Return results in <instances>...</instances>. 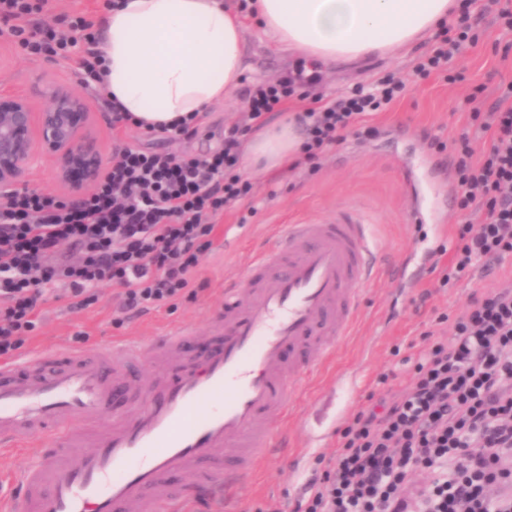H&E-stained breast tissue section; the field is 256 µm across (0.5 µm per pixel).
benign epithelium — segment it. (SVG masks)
<instances>
[{"mask_svg": "<svg viewBox=\"0 0 512 512\" xmlns=\"http://www.w3.org/2000/svg\"><path fill=\"white\" fill-rule=\"evenodd\" d=\"M89 118L88 101L67 85L49 91V104L34 112L28 98L19 91L0 89V188L22 183L35 148L53 159L57 179L74 193L94 185L108 169L97 139L85 132ZM84 173L81 184L70 181L74 168Z\"/></svg>", "mask_w": 512, "mask_h": 512, "instance_id": "7a95c632", "label": "benign epithelium"}]
</instances>
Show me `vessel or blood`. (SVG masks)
Returning a JSON list of instances; mask_svg holds the SVG:
<instances>
[{"instance_id":"b4317fda","label":"vessel or blood","mask_w":512,"mask_h":512,"mask_svg":"<svg viewBox=\"0 0 512 512\" xmlns=\"http://www.w3.org/2000/svg\"><path fill=\"white\" fill-rule=\"evenodd\" d=\"M378 246L362 213L281 227L245 284L224 289L215 348L185 353L177 328L151 346L59 347L0 364V448L41 437L0 512H240L274 447V417L347 335ZM299 350L287 361L283 354ZM193 470L194 482L174 474Z\"/></svg>"}]
</instances>
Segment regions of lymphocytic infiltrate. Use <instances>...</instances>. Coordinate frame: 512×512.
Listing matches in <instances>:
<instances>
[{
	"label": "lymphocytic infiltrate",
	"instance_id": "f902f5d3",
	"mask_svg": "<svg viewBox=\"0 0 512 512\" xmlns=\"http://www.w3.org/2000/svg\"><path fill=\"white\" fill-rule=\"evenodd\" d=\"M48 5L0 0V20L11 21L28 53L75 59L82 83H101L93 18L81 13L58 24L47 17ZM476 5L460 0L415 76L465 81L448 66L475 39ZM405 88L390 76L314 99L302 115L300 164L314 165L360 134L364 114L386 111ZM294 93L288 78L245 88L241 122L225 128L223 148L211 154L122 149L78 203L30 187L0 192V357L24 345L40 306L64 300L88 307L102 283L117 288V310L127 317L196 296L195 272L213 245L216 219L254 196L240 170L244 138ZM470 117L489 132L490 146L478 159L468 136L453 145L462 220L443 287L512 253V82L501 86L497 107L472 108ZM439 320L451 323L452 337H433L421 351L405 393L354 415L295 512H402L404 491L421 470L432 479L416 496L417 512H512V288L474 294L463 311Z\"/></svg>",
	"mask_w": 512,
	"mask_h": 512
}]
</instances>
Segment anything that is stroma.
<instances>
[{"label": "stroma", "instance_id": "stroma-1", "mask_svg": "<svg viewBox=\"0 0 512 512\" xmlns=\"http://www.w3.org/2000/svg\"><path fill=\"white\" fill-rule=\"evenodd\" d=\"M246 27L245 85L254 86L284 76H301L300 99L289 109L303 111L307 100L333 98L360 83L396 74L406 79L403 98L387 111L369 114L366 125L376 127L371 136H348L319 161L316 171L301 167L254 178L251 207L225 212L218 221L212 248L203 256L195 274L206 288L197 298L182 300L177 308L160 306L140 316L117 320L116 290L105 283L98 301L85 309L67 302L43 305L36 329L23 347L24 353L55 347L103 348L115 343H149L171 328L186 326L195 332L189 347L204 353L214 339L210 315L224 300L225 283L238 280L242 270L261 253L280 225L295 221L324 222L343 206L359 208L372 226L380 247L381 271L364 288V302L347 336L336 345L331 362L303 378L288 405L287 417L276 427L286 445L257 470L246 494L244 507L251 512L258 502L277 503L292 512L308 480L317 472L318 459H329L337 448L341 430L372 399L401 395L410 385L413 365L425 345V332L448 337L451 324L437 323L439 314H455L466 308L473 291H488L512 282V254L474 268L469 276L439 287V271L433 265L440 250H453L454 227L460 221L457 208H437L425 224L410 223L411 197L422 194L454 200L457 183L449 151L438 150L433 139L453 143L468 133L476 153L489 146V136L472 125L468 111L456 104L473 89H480L483 110L494 106L501 84L512 82V54L503 55L499 44L505 36L493 14L475 19L476 44L465 45L452 69L464 70L467 79L456 84L437 77L420 79L412 67L424 52L416 45L387 58L362 62L314 64L300 54L283 55L256 36V18L244 17ZM0 84L21 90L34 110L47 103L51 85L64 84L85 93L73 67L58 58L28 54L0 23ZM91 133L107 154L122 146L156 150L180 157L215 151L224 145V129L242 116L241 108L218 105L207 112L199 132L170 137L134 128L113 132L112 113L104 100L89 97ZM412 166L410 185L400 177ZM247 223H240V216ZM406 265L407 275L395 277L394 267ZM326 430L323 446L310 447L300 435L302 424Z\"/></svg>", "mask_w": 512, "mask_h": 512}]
</instances>
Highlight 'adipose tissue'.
Masks as SVG:
<instances>
[{
  "label": "adipose tissue",
  "mask_w": 512,
  "mask_h": 512,
  "mask_svg": "<svg viewBox=\"0 0 512 512\" xmlns=\"http://www.w3.org/2000/svg\"><path fill=\"white\" fill-rule=\"evenodd\" d=\"M98 23L101 92L141 129H163L218 104L237 106L246 70L241 22L224 0H121ZM453 0H250L264 38L285 51L357 61L430 34ZM302 143L296 122L253 132L241 160L253 176L280 168Z\"/></svg>",
  "instance_id": "ef3b65f1"
}]
</instances>
